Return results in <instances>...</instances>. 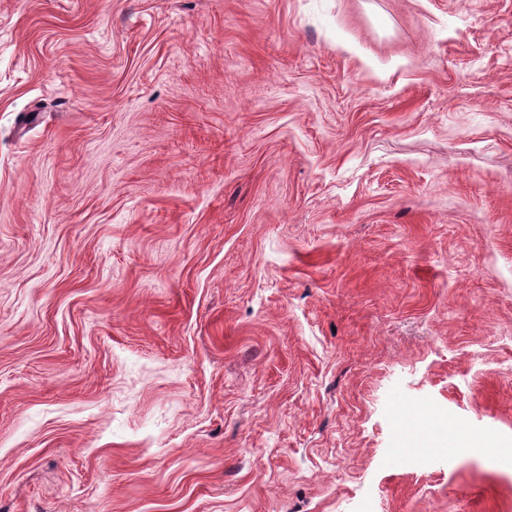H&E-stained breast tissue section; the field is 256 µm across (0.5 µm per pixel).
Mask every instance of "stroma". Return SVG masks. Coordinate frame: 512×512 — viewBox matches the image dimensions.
<instances>
[{
	"instance_id": "1",
	"label": "stroma",
	"mask_w": 512,
	"mask_h": 512,
	"mask_svg": "<svg viewBox=\"0 0 512 512\" xmlns=\"http://www.w3.org/2000/svg\"><path fill=\"white\" fill-rule=\"evenodd\" d=\"M512 0H0V512H512ZM442 438V434L439 433L437 435L434 434H426L423 433L421 430H416L414 432H409L406 434H403L399 437L398 445L400 448H405L407 451L408 449H416L421 448L417 451V453L414 454H408L413 455L415 459H422L426 455L429 456L432 448H443V447H437L436 443L438 440Z\"/></svg>"
}]
</instances>
